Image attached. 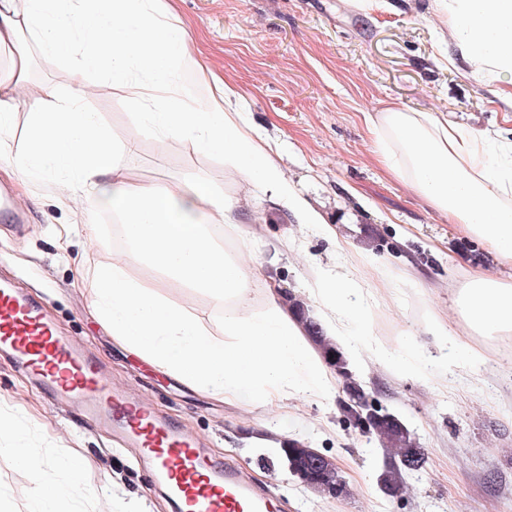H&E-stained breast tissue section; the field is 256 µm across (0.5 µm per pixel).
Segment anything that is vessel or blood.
<instances>
[{
  "mask_svg": "<svg viewBox=\"0 0 512 512\" xmlns=\"http://www.w3.org/2000/svg\"><path fill=\"white\" fill-rule=\"evenodd\" d=\"M23 369L53 400L109 433L149 471L173 512H279L278 495L211 457L202 442L116 386L95 357L60 335L34 296L0 280V360Z\"/></svg>",
  "mask_w": 512,
  "mask_h": 512,
  "instance_id": "b4317fda",
  "label": "vessel or blood"
}]
</instances>
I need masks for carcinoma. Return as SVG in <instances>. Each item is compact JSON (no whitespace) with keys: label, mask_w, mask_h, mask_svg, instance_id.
<instances>
[{"label":"carcinoma","mask_w":512,"mask_h":512,"mask_svg":"<svg viewBox=\"0 0 512 512\" xmlns=\"http://www.w3.org/2000/svg\"><path fill=\"white\" fill-rule=\"evenodd\" d=\"M289 305L296 308L302 316V322L307 332L317 341L322 338L321 329L317 328L314 319L306 315L304 305L293 297H288ZM323 353L329 364L336 371V374L343 379V391L346 400L342 402V409L346 418L354 423L362 433L375 438L386 451H395L399 462L391 460L384 462L383 469L379 475V482L382 487L393 493L399 492L402 483L401 469L417 471L424 463V453L418 448L414 434L407 425L397 416L377 410L368 423L364 424L355 415L358 401L365 396L362 384L356 379L350 365L344 355L336 348L326 344ZM287 459L294 466V476L304 486L319 492H333L340 496L344 493L345 485L337 471V468L326 464L317 465L314 462L311 448L300 441L291 440L288 446L282 449Z\"/></svg>","instance_id":"cac0c4a2"}]
</instances>
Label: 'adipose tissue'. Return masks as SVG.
Segmentation results:
<instances>
[{"instance_id": "obj_1", "label": "adipose tissue", "mask_w": 512, "mask_h": 512, "mask_svg": "<svg viewBox=\"0 0 512 512\" xmlns=\"http://www.w3.org/2000/svg\"><path fill=\"white\" fill-rule=\"evenodd\" d=\"M163 0H0V49L15 56L0 68V133L15 112L29 110L27 147L0 158L19 182L56 178L60 198H81L122 221L126 240L111 265L99 269L91 304L115 339L156 368L231 405L272 407L301 397L330 400L336 383L297 317L272 285L255 310L260 277L248 245L229 254L215 237L240 229L239 202L217 195L200 180L158 188L133 180L122 167L85 102L92 71L131 86L136 127L181 138L195 150L224 157L227 171L249 179L294 213L298 224L322 226L319 212L296 194L262 135L232 109L238 92L215 75L182 23L169 21ZM448 38L470 72L512 82V0H446ZM65 63L66 93L34 83V57ZM380 161L421 193L458 232L512 264V158L490 142L434 112L389 107L366 116ZM147 263L176 286L208 292L224 304V334L217 337L194 316L148 293L128 275ZM354 260L337 270L316 268L310 290L314 319L327 340L350 358L370 359L396 375L425 377L454 371L478 374L488 356L470 335H512V283L471 268L453 290L457 319L425 327L434 354L407 341L393 348L374 331L372 281ZM31 460V459H30ZM28 512H65L79 482L76 463L31 460Z\"/></svg>"}]
</instances>
